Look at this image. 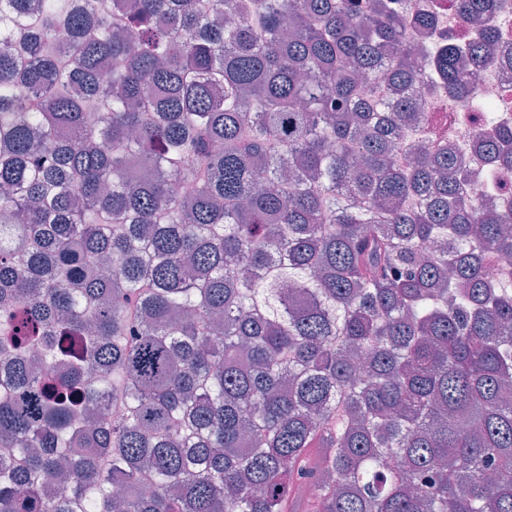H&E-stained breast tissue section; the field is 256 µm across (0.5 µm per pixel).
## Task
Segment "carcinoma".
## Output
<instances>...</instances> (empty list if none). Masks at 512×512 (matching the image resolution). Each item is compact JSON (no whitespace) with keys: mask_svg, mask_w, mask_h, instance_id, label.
<instances>
[{"mask_svg":"<svg viewBox=\"0 0 512 512\" xmlns=\"http://www.w3.org/2000/svg\"><path fill=\"white\" fill-rule=\"evenodd\" d=\"M112 2L0 0V512H512V127L402 143L499 33L413 112L399 0ZM483 123L479 114L456 113L448 110V151H453L459 155L462 165L473 171L481 170L485 167L484 159L476 150L464 151L462 149L463 141L472 145L473 140L483 131Z\"/></svg>","mask_w":512,"mask_h":512,"instance_id":"carcinoma-1","label":"carcinoma"}]
</instances>
